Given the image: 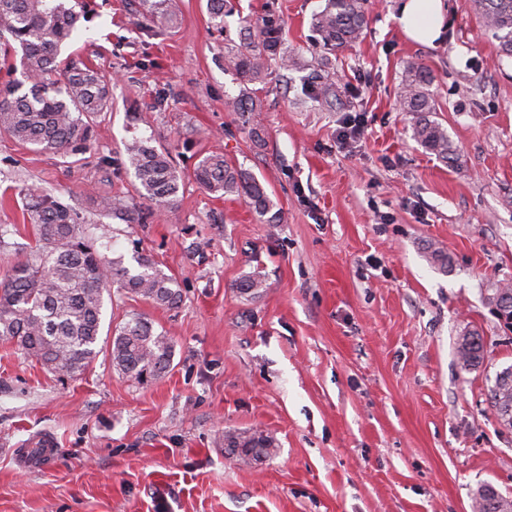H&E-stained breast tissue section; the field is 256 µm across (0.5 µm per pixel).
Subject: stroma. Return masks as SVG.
Returning a JSON list of instances; mask_svg holds the SVG:
<instances>
[{
  "instance_id": "stroma-1",
  "label": "stroma",
  "mask_w": 512,
  "mask_h": 512,
  "mask_svg": "<svg viewBox=\"0 0 512 512\" xmlns=\"http://www.w3.org/2000/svg\"><path fill=\"white\" fill-rule=\"evenodd\" d=\"M85 2L65 51L111 81L112 107L74 157L0 132V284L36 246L23 195L34 187L125 266L151 255L182 301L104 296L99 353L73 378L0 340V512H471L487 483L512 498V428L487 400L512 366V331L488 301L512 285V58L466 0H446L431 47L404 38L397 0H368L366 35L337 52L326 100L310 29L324 0H229L220 31L206 0H180L170 27L141 0ZM271 8L296 64L272 68L245 123L224 106L245 92L224 46ZM410 61L434 76L455 164L412 138L399 103ZM354 117L360 138L341 141ZM148 137L182 175L166 207L119 164ZM212 153L263 184L280 223L195 182ZM116 197L126 215L113 214ZM256 268L265 288L241 297L237 281ZM135 315L174 345L169 371L146 385L109 354ZM469 332L484 359L466 369L456 349ZM230 432L268 435L274 451L243 464L224 448ZM45 434L57 442L51 466L14 455Z\"/></svg>"
}]
</instances>
